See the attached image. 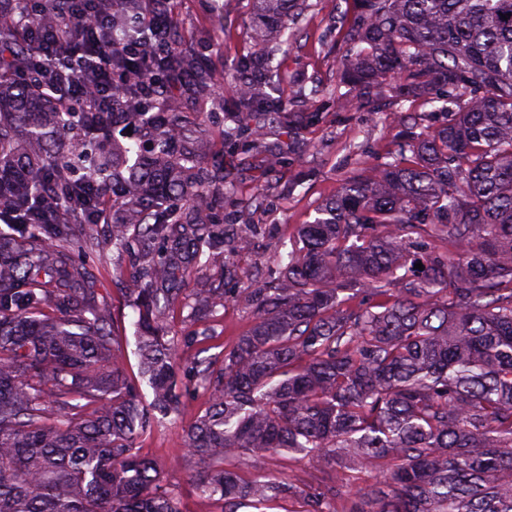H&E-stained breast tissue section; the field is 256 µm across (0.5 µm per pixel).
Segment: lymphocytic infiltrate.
<instances>
[{
  "label": "lymphocytic infiltrate",
  "mask_w": 512,
  "mask_h": 512,
  "mask_svg": "<svg viewBox=\"0 0 512 512\" xmlns=\"http://www.w3.org/2000/svg\"><path fill=\"white\" fill-rule=\"evenodd\" d=\"M23 2L26 9L19 12L16 21L31 33L35 44L34 64L68 66L74 74L68 95L81 100L87 111L111 110L113 88L134 78L132 70L113 68V57L123 56L135 61L139 57L143 32L173 21V12L168 9L143 14L131 26L115 28L101 15L98 0H79L71 14L58 17L54 25L48 26L43 22V15L50 0ZM137 81L145 99H153L162 91L153 78L143 77Z\"/></svg>",
  "instance_id": "f902f5d3"
}]
</instances>
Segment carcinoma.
<instances>
[{
	"label": "carcinoma",
	"mask_w": 512,
	"mask_h": 512,
	"mask_svg": "<svg viewBox=\"0 0 512 512\" xmlns=\"http://www.w3.org/2000/svg\"><path fill=\"white\" fill-rule=\"evenodd\" d=\"M261 53L292 36L307 0H256ZM345 30L342 104L373 113L418 100L438 127L401 130L392 160L344 180L300 226L268 280L187 292L207 256L248 247L220 224L203 191L224 181L184 132L165 92L164 120L134 82L124 112L66 107L67 78L29 70L23 26L0 25V512H182L161 469L137 447L158 417L182 416L186 386L208 395L184 430L204 463L198 489L225 512L301 499L302 512H512V0H354ZM120 28L162 0H101ZM163 25L140 64L176 73L200 94L213 75ZM224 110L254 122L229 137L249 153L264 126L291 123L253 58L240 62ZM126 117L146 152L115 139ZM112 199L105 225L135 285L136 354L145 401L114 347L121 321L97 300L104 244L85 223L89 192ZM453 251L439 254L430 240ZM423 264V269L415 264ZM252 316L220 360L182 364L172 308L202 316L227 299ZM307 462V491L263 470ZM246 458L258 473L231 468ZM370 467L375 483L343 492L339 474Z\"/></svg>",
	"instance_id": "carcinoma-1"
}]
</instances>
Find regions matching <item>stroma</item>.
<instances>
[{
	"mask_svg": "<svg viewBox=\"0 0 512 512\" xmlns=\"http://www.w3.org/2000/svg\"><path fill=\"white\" fill-rule=\"evenodd\" d=\"M312 7L299 24L294 38L270 63L271 93L297 112L301 130L274 126L267 141L281 151V162L266 168L257 153L224 155V126L206 121L219 111L212 98L181 99L176 111L184 113L191 141L209 160H223L224 182L211 186V194L224 198V221L254 225L247 249L232 260L239 275L234 288L263 280L270 261L283 245L293 240L300 225L314 220L316 211L339 190L345 178L386 162L394 148L398 126L393 117L366 109L341 107L337 96L338 68L344 54L341 18L352 0H310ZM178 29L194 37L200 51L220 81L224 98L236 92L232 75L239 59L257 51L254 38L253 0H177ZM117 262L100 266L98 300L112 307L125 326L116 352L129 375L137 373L135 354L136 317L122 285L117 281ZM251 325L250 314L226 303L207 322L213 337L201 344H186L179 352L185 361L194 357H217ZM205 402L202 392L188 390L182 420L155 424L138 440L140 448L162 465L165 487L180 500L182 512H224L223 502L205 498L191 477L198 468L186 454L182 434Z\"/></svg>",
	"mask_w": 512,
	"mask_h": 512,
	"instance_id": "1",
	"label": "stroma"
}]
</instances>
